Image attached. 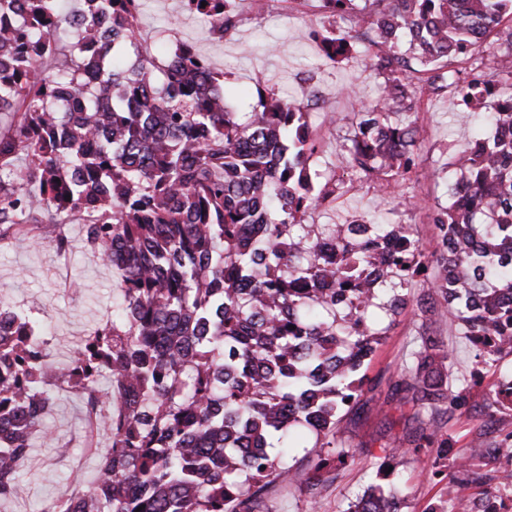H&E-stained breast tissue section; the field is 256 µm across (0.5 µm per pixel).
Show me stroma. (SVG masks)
Instances as JSON below:
<instances>
[{"label": "stroma", "instance_id": "1", "mask_svg": "<svg viewBox=\"0 0 512 512\" xmlns=\"http://www.w3.org/2000/svg\"><path fill=\"white\" fill-rule=\"evenodd\" d=\"M241 20L233 34L216 38L205 23L189 13L184 0H143L139 38L168 51L170 34L192 44L209 60L224 69V91L233 111L249 112L257 106L260 93L272 89L299 94L309 101L311 122L316 130L319 152L316 166L326 176L344 178L340 154L358 120L357 105L342 94L349 82L359 84L368 102H376L383 77L372 65L363 44H355L347 59L334 62L324 57L314 29L322 25L316 9L297 10L292 0H273L267 13L253 12L250 0H240ZM448 92L423 99L417 122L423 131L418 169L409 180L382 191L356 182L353 190L339 198L335 207L309 214L311 224H339L358 215H373L385 224L412 225L417 238L432 246L431 213L437 202L446 200L456 181L448 168V143L465 145L472 137L465 112ZM336 114L335 123L323 120L324 112ZM67 242L57 254L47 242L56 236ZM118 277L104 265L87 242L83 225L36 224L24 234L0 242V300L37 320L43 327L57 365H64L88 332L112 309ZM415 295L423 303L402 318L366 370L363 405L344 420L337 433L343 448L356 451L354 460L337 469L325 470V481L316 495L299 485L272 488V512H343L350 499L372 482L384 445L399 440L413 427L414 410L391 395V385L410 359L419 326L453 347L451 371L471 385L469 409L453 422L456 435L480 429L483 410L499 376L512 373V356L492 370H477L471 346L451 330L447 320L433 313L432 300L422 286ZM49 439H34L19 480L25 487L20 498L0 500V512H43L67 497L76 482L91 483L96 474L97 451L107 447L109 433L98 428L88 437V418L82 397L56 395L45 418ZM427 457L408 456L396 466L397 481L405 498L404 512H423L427 504H448L457 495H477V487L460 482L449 473L446 482L427 480Z\"/></svg>", "mask_w": 512, "mask_h": 512}]
</instances>
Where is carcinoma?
I'll return each instance as SVG.
<instances>
[{
    "mask_svg": "<svg viewBox=\"0 0 512 512\" xmlns=\"http://www.w3.org/2000/svg\"><path fill=\"white\" fill-rule=\"evenodd\" d=\"M206 6H201V2ZM219 38L234 31L232 0H192ZM141 0H60L0 5V237L24 224L84 220L87 240L119 277L112 318L54 370L36 322L0 303V498L17 481L55 393L110 380L111 452L99 456L92 512H270V488L299 473L271 452L273 438L307 440L315 494L320 472L347 462L343 418L361 405L365 361L411 304L415 278L432 270L437 314L464 330L477 365L512 355V109L487 113L490 133L448 143L460 177L436 205L435 246L410 224H308L349 188L312 167L319 144L304 102L275 91L252 112L225 103L224 69L182 45L160 64L136 38ZM316 35L333 60L367 42L383 76L380 102H360L341 155L364 181L417 168L423 97L462 84L463 51L512 57V0H319ZM355 34H336V17ZM54 63L49 69L46 64ZM25 165L17 167L18 159ZM419 349L392 395L416 426L384 448L375 479L342 512H402L388 468L428 457L512 459V432L479 434L455 450L447 428L471 385L448 382L452 352L418 330ZM512 411V378L498 383L487 424ZM512 492L498 471L486 498L449 512H487Z\"/></svg>",
    "mask_w": 512,
    "mask_h": 512,
    "instance_id": "1",
    "label": "carcinoma"
}]
</instances>
